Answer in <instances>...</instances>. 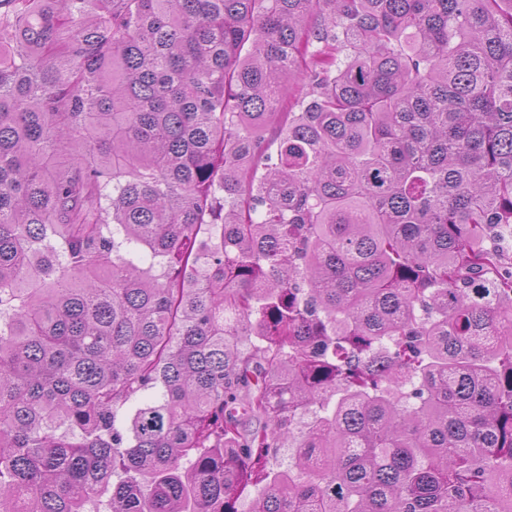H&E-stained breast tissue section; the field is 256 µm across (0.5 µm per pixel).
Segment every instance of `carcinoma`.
Segmentation results:
<instances>
[{
  "mask_svg": "<svg viewBox=\"0 0 512 512\" xmlns=\"http://www.w3.org/2000/svg\"><path fill=\"white\" fill-rule=\"evenodd\" d=\"M506 251L512 0H0V512H512Z\"/></svg>",
  "mask_w": 512,
  "mask_h": 512,
  "instance_id": "obj_1",
  "label": "carcinoma"
}]
</instances>
